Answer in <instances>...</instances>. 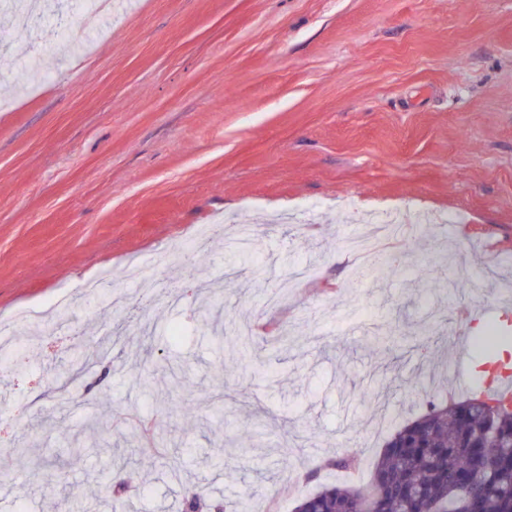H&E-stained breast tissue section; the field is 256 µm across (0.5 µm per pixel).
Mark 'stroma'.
<instances>
[{
  "label": "stroma",
  "instance_id": "obj_1",
  "mask_svg": "<svg viewBox=\"0 0 512 512\" xmlns=\"http://www.w3.org/2000/svg\"><path fill=\"white\" fill-rule=\"evenodd\" d=\"M66 11L82 43L57 36ZM43 15L0 8V320L103 268L130 297L86 299L0 350V444L47 460L0 512H55L64 492L85 512L90 489L122 482L128 512H181L188 490L293 512L297 484L366 485L388 436L451 387L438 336L461 279L436 220L471 270L512 257V0H107L92 15L54 0ZM407 201L433 221L384 243L403 267L353 279L340 243ZM312 203L315 223H291ZM224 219L254 225L258 249L195 252L197 279L173 280L164 256ZM134 258L155 301L122 276ZM311 263L320 278L266 308ZM208 282L219 321L260 324L250 360L197 324ZM170 284L185 304H167ZM118 319L128 345L58 386L57 363ZM98 415V447L72 454ZM336 454L359 464L321 469Z\"/></svg>",
  "mask_w": 512,
  "mask_h": 512
}]
</instances>
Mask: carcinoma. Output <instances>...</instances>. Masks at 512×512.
<instances>
[{"label":"carcinoma","instance_id":"1","mask_svg":"<svg viewBox=\"0 0 512 512\" xmlns=\"http://www.w3.org/2000/svg\"><path fill=\"white\" fill-rule=\"evenodd\" d=\"M205 509L224 505L183 500V512ZM295 512H512V406L432 402L388 437L368 487L323 485Z\"/></svg>","mask_w":512,"mask_h":512}]
</instances>
